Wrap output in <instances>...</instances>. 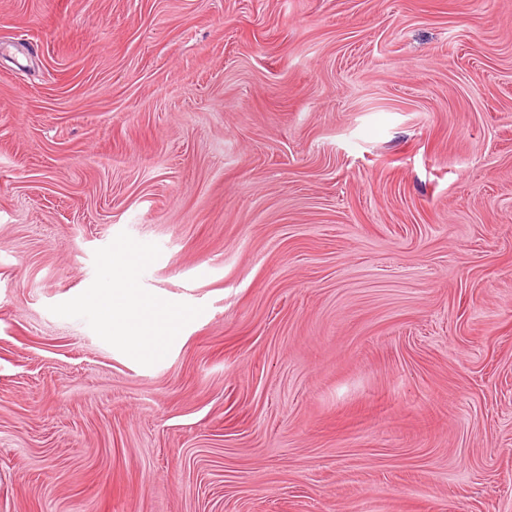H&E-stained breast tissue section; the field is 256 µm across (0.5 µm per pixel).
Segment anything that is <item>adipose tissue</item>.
Wrapping results in <instances>:
<instances>
[{"label":"adipose tissue","mask_w":512,"mask_h":512,"mask_svg":"<svg viewBox=\"0 0 512 512\" xmlns=\"http://www.w3.org/2000/svg\"><path fill=\"white\" fill-rule=\"evenodd\" d=\"M134 262V256L129 253L113 259L110 273L119 280V288L92 297L90 303L102 312L111 313L112 341L156 358L164 353L184 315L139 293L132 275Z\"/></svg>","instance_id":"ef3b65f1"}]
</instances>
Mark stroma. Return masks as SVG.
Listing matches in <instances>:
<instances>
[{
    "mask_svg": "<svg viewBox=\"0 0 512 512\" xmlns=\"http://www.w3.org/2000/svg\"><path fill=\"white\" fill-rule=\"evenodd\" d=\"M0 512H512V0H0ZM134 262L135 257L129 253L112 258L110 273L123 288H113L112 294L96 295L89 304L104 313L112 311V336L105 337L157 358L176 335L184 315L180 310L162 306L138 292L132 275ZM131 304L134 311L128 312L127 307Z\"/></svg>",
    "mask_w": 512,
    "mask_h": 512,
    "instance_id": "1",
    "label": "stroma"
}]
</instances>
